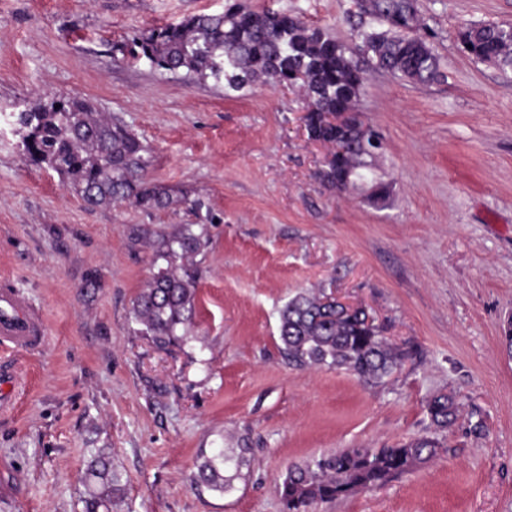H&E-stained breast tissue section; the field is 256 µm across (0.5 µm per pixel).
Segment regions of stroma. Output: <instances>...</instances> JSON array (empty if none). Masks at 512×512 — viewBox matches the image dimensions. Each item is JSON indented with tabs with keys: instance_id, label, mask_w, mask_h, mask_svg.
<instances>
[{
	"instance_id": "stroma-1",
	"label": "stroma",
	"mask_w": 512,
	"mask_h": 512,
	"mask_svg": "<svg viewBox=\"0 0 512 512\" xmlns=\"http://www.w3.org/2000/svg\"><path fill=\"white\" fill-rule=\"evenodd\" d=\"M302 17L355 48L353 0H242ZM228 0H0V111L79 97L121 118L151 149L152 182L201 198L215 222L187 336L157 348L131 320L152 250L130 239L195 223L178 204L89 208L34 165L0 123V289L43 320V346H0V512H81L97 455L124 475L112 512H283L289 466L360 446L437 436V459L385 487L312 512H512V69L475 60L461 27L512 23V0H417L420 36L441 58L420 84L367 72L357 109L378 130L384 204L314 177L327 150L308 139L296 86L225 93L120 63L151 29ZM97 275L89 287V275ZM335 291L421 351L386 382L290 367L281 309ZM454 394L436 431L427 403ZM242 449L224 493L197 492L200 449Z\"/></svg>"
}]
</instances>
